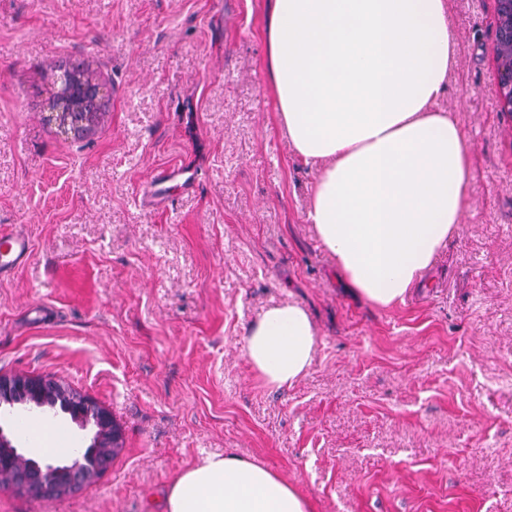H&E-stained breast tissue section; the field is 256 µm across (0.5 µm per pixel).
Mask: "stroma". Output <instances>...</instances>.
I'll return each instance as SVG.
<instances>
[{
    "label": "stroma",
    "mask_w": 512,
    "mask_h": 512,
    "mask_svg": "<svg viewBox=\"0 0 512 512\" xmlns=\"http://www.w3.org/2000/svg\"><path fill=\"white\" fill-rule=\"evenodd\" d=\"M270 0H0V374L52 376L110 411L122 448L51 502L0 512H159L205 454L261 463L314 512H512V121L495 0H449L439 106L473 146L459 232L404 304L342 284L305 221L316 177L275 121ZM109 96L97 133L46 120L58 64ZM169 174L164 195L149 183ZM295 301L310 371L273 391L248 325ZM32 243L28 236L18 233H0V274L18 269L32 254Z\"/></svg>",
    "instance_id": "35a3bbf8"
}]
</instances>
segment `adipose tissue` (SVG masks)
Segmentation results:
<instances>
[{"label": "adipose tissue", "mask_w": 512, "mask_h": 512, "mask_svg": "<svg viewBox=\"0 0 512 512\" xmlns=\"http://www.w3.org/2000/svg\"><path fill=\"white\" fill-rule=\"evenodd\" d=\"M265 65L276 120L316 167L305 220L350 291L383 309L405 302L461 226L473 149L444 94L456 41L448 0H273ZM265 386L311 368L317 330L288 302L246 329ZM161 512H311L268 467L214 454L180 471Z\"/></svg>", "instance_id": "ef3b65f1"}]
</instances>
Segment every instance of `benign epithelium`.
I'll list each match as a JSON object with an SVG mask.
<instances>
[{"label": "benign epithelium", "instance_id": "7a95c632", "mask_svg": "<svg viewBox=\"0 0 512 512\" xmlns=\"http://www.w3.org/2000/svg\"><path fill=\"white\" fill-rule=\"evenodd\" d=\"M496 15L498 90L502 111L512 117V0H496ZM61 406L80 428L90 424L95 428L91 443L94 451L69 465L43 467L33 462L17 451L18 440L13 431H5L0 424V477L45 501L55 499L58 482H64L68 492L96 478L106 468L111 461L109 454H98L96 450L110 448L116 441L112 415L52 377L0 375V407L6 409L0 414L1 420L9 422L14 415L35 409L55 414Z\"/></svg>", "mask_w": 512, "mask_h": 512}]
</instances>
